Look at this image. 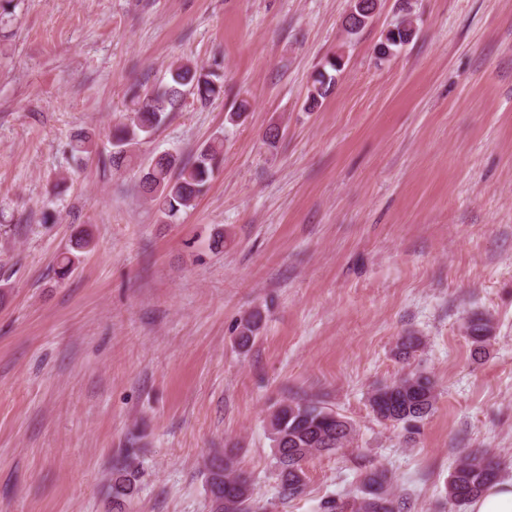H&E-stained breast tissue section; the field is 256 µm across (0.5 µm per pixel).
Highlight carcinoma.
I'll list each match as a JSON object with an SVG mask.
<instances>
[{"instance_id": "cac0c4a2", "label": "carcinoma", "mask_w": 512, "mask_h": 512, "mask_svg": "<svg viewBox=\"0 0 512 512\" xmlns=\"http://www.w3.org/2000/svg\"><path fill=\"white\" fill-rule=\"evenodd\" d=\"M377 9V0H353L345 18V29L355 34L364 28ZM412 33L399 23L388 30L379 43L378 52H389L409 43ZM341 67V57L333 56L317 71L308 91V109L321 105L333 91L334 72ZM169 81L144 95L137 87L129 89L130 107L125 121L112 132L110 163L119 171L141 172L138 187L150 200L157 202L163 219L173 223L191 208L203 193L215 171L224 161V139L215 137L205 143L195 159L184 162L180 156L163 152L149 162L136 153L137 146L151 137L168 114L179 111L187 96L209 100L223 92L224 76L189 61L177 60L168 68ZM91 244L90 234L82 231L72 244V251L58 260L57 274L64 279L72 272L73 252ZM241 345L246 346L261 329L260 314H251L238 325ZM468 335L475 351H484L493 336L494 323L485 315L467 321ZM435 384L422 373H411L391 384L375 388L369 405L383 421L410 428L432 411L436 402ZM270 438L275 449V478L281 494L290 498L305 487L306 460L324 452L344 447L351 439L353 426L345 417L312 401H281L269 414ZM500 464L494 457L471 452L461 458L448 476V504L458 507L470 502L483 488L500 476ZM205 482L211 499L209 512H256L254 488L249 476L237 468L235 449L226 448L211 455L205 463ZM136 492V475L131 466L122 464L112 471V500L126 503ZM322 512H400L401 502L390 492L384 472L369 473L362 495L351 503L327 500Z\"/></svg>"}]
</instances>
